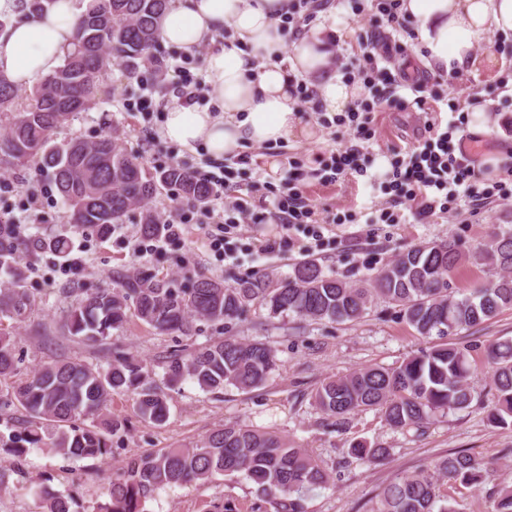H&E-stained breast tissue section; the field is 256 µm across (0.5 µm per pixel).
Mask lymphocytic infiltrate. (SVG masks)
<instances>
[{"label": "lymphocytic infiltrate", "mask_w": 512, "mask_h": 512, "mask_svg": "<svg viewBox=\"0 0 512 512\" xmlns=\"http://www.w3.org/2000/svg\"><path fill=\"white\" fill-rule=\"evenodd\" d=\"M362 67L357 76L368 97L357 100L349 109L347 118L352 127L355 142L349 147L333 152L324 163L320 180L333 185L350 174L366 175L371 185L379 187L389 195L393 206L422 199L423 214L434 213L437 206L455 202L495 200L512 197V187L498 181L487 186L483 192H476L479 178L465 156L457 154L451 143L449 132L456 128L455 119L428 120L427 135L417 146L406 151L404 158L392 163L390 170L383 174L371 173L373 154L365 143L366 134L374 120V114L382 107L399 110L416 107L428 111L430 102L439 101L436 86L417 85L414 98L400 94V85L389 69L382 64L380 49L370 41L363 42ZM228 209L236 212L240 223L252 221L256 211L272 210L282 230L297 231L314 216V210L297 188H289L286 196L273 200L258 197L248 200L232 198Z\"/></svg>", "instance_id": "obj_1"}]
</instances>
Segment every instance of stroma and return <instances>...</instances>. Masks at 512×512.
Instances as JSON below:
<instances>
[{
    "label": "stroma",
    "instance_id": "35a3bbf8",
    "mask_svg": "<svg viewBox=\"0 0 512 512\" xmlns=\"http://www.w3.org/2000/svg\"><path fill=\"white\" fill-rule=\"evenodd\" d=\"M314 19L336 26V51L329 69L339 77L360 57L359 38L379 26L369 0H357L352 7L325 0ZM400 40L404 51L389 60L391 71L411 82L427 76L416 26H409ZM489 51L500 60L494 72L449 73L443 90L460 105V135L469 133L466 123L473 108L484 109L491 134L483 138L481 153L507 155L498 169L481 168V177L491 182L505 179L507 168L512 167V34L487 35L476 52ZM171 79V74L158 78L146 70L131 79L119 61H112L95 105L62 128L58 140L114 135L146 167L183 164L204 177L225 170L238 187L254 182L260 194L268 197L284 194L286 182H294L314 207L318 221L325 224L323 246H315L311 237L297 232L280 250L261 253L264 241L283 234L280 225L269 220L241 225L233 234V258H224L209 245L208 234L216 223L211 209L193 207L169 192L157 195L147 207L181 225L179 240L152 247L140 236L134 220L114 225L111 235L103 238L67 223V207L48 176L32 166H0V211H11L21 221L22 235L45 240L64 235L73 245L66 259L50 250L17 255L35 305L24 317L0 319V325L12 331L22 350L20 372L60 355L106 361V351L73 342L61 336L58 327L65 310L82 298L85 289H111L132 274L145 272L177 285L188 277L205 275L232 286L251 277L281 280L297 263L313 259L325 274L361 283L413 245L448 240L475 245L486 240L491 225L512 224V198L476 206L461 204L427 218L419 217L417 203L409 202L397 209L401 223H369L372 208L385 207L386 195L356 175L333 185L321 183V162L331 152L349 146L351 134L343 124L322 125L312 111L300 112L299 118L314 129L315 140L247 149L244 164L234 157L216 160L204 150L192 153L170 144L159 134L160 113L130 111L126 105L143 94L159 99L169 92ZM370 133L373 168L385 172L401 149L424 135V117L411 109L388 108L377 113ZM273 159L278 162L274 172L268 167ZM33 196L38 199L40 219L31 224L27 207ZM220 335L268 342L281 363L279 371L267 384L250 391L228 386L205 392L184 382L168 391L169 418L161 427L135 418L127 397H114L113 413L128 418L130 424L126 433L114 439L111 455L102 459L69 461L50 449L34 448L18 466L13 457L1 452L0 472L7 479L0 485V512H41L47 495L69 491L76 492L79 503L89 510L104 501L108 478L130 456L192 444L211 429L236 420L277 431L331 471L328 485L305 492L306 512H371L377 494L387 484L453 451L474 454L495 470L491 483L475 489H449L459 512H490L493 491L512 486V429L493 427L487 419L494 394L491 370H484L479 380L481 402L462 412L437 416L422 432L393 430L375 410L350 415L339 425L315 408L312 396L325 378L370 365L392 367L423 347V339L400 318L397 308L377 302L359 321L335 324L272 317L255 306L229 327L204 323L198 333L202 339ZM112 341L146 360L157 380L163 375L166 356L188 343L183 336L156 334L134 318L114 333ZM359 443L384 444L389 454L381 463H362L350 453ZM219 498L234 504V512H275L252 482L236 478L159 492L147 508L149 512H209L211 502Z\"/></svg>",
    "mask_w": 512,
    "mask_h": 512
}]
</instances>
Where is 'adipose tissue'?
<instances>
[{"mask_svg": "<svg viewBox=\"0 0 512 512\" xmlns=\"http://www.w3.org/2000/svg\"><path fill=\"white\" fill-rule=\"evenodd\" d=\"M290 0H170L159 21L162 41L184 51L224 33V46L209 54L207 79L215 96L211 107L171 104L160 135L185 150L203 147L214 158L233 156L249 146L311 137L294 108L292 80L315 82L323 111L342 112L359 98L360 86L330 74L335 27L316 25L288 43L282 20ZM416 19L428 52V66L448 73L488 71L495 56L475 55L488 33H512V0H402ZM0 77L32 86L61 66L71 45L79 11L74 0H52L30 15L22 0H0Z\"/></svg>", "mask_w": 512, "mask_h": 512, "instance_id": "ef3b65f1", "label": "adipose tissue"}]
</instances>
